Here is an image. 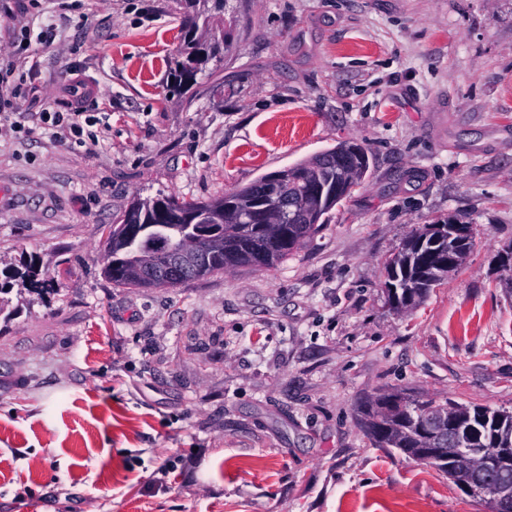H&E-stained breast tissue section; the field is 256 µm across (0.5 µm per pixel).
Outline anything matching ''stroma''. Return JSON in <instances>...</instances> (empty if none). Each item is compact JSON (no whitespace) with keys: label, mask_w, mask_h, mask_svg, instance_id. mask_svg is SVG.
Masks as SVG:
<instances>
[{"label":"stroma","mask_w":512,"mask_h":512,"mask_svg":"<svg viewBox=\"0 0 512 512\" xmlns=\"http://www.w3.org/2000/svg\"><path fill=\"white\" fill-rule=\"evenodd\" d=\"M180 21V0H0L15 119L63 110L76 75L101 120L84 147L0 126V512H488L362 411L394 390L512 411V0H237L181 93ZM49 25L29 68L17 40ZM344 140L373 173L287 261L104 278L135 196L207 200ZM450 217L466 267L395 309L387 260Z\"/></svg>","instance_id":"obj_1"}]
</instances>
